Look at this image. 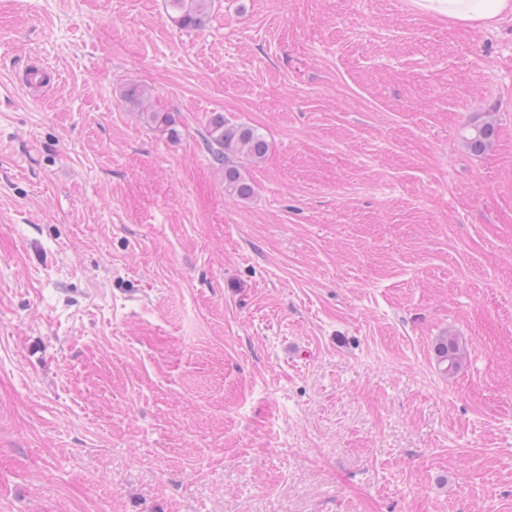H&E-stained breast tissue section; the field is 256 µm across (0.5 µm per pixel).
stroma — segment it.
<instances>
[{
	"label": "stroma",
	"mask_w": 512,
	"mask_h": 512,
	"mask_svg": "<svg viewBox=\"0 0 512 512\" xmlns=\"http://www.w3.org/2000/svg\"><path fill=\"white\" fill-rule=\"evenodd\" d=\"M0 512H512V15L0 0ZM168 18L181 30L202 29L210 15L211 0H168ZM205 145L213 164L224 169V191L240 200L250 198L252 184L234 158L261 161L269 150L264 135L248 126L229 124L223 114L214 113L208 123ZM436 354L439 364H446L444 371L454 373L461 365L463 351L458 340L452 336L442 337L436 344Z\"/></svg>",
	"instance_id": "1"
}]
</instances>
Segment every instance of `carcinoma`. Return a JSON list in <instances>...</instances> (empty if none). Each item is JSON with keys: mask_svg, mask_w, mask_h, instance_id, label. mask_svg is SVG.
<instances>
[{"mask_svg": "<svg viewBox=\"0 0 512 512\" xmlns=\"http://www.w3.org/2000/svg\"><path fill=\"white\" fill-rule=\"evenodd\" d=\"M168 18L181 30L202 29L210 15L211 0H168ZM495 130L487 123L470 124L468 144L476 152L484 150L494 136ZM206 150L213 164L224 169V191L240 200L248 199L253 187L243 169L235 159L244 158L251 162L261 161L269 150L264 135L257 130L241 125L229 124L224 115L215 113L208 123ZM439 363L444 371L452 374L461 365L463 351L458 340L444 336L436 344Z\"/></svg>", "mask_w": 512, "mask_h": 512, "instance_id": "obj_1", "label": "carcinoma"}]
</instances>
